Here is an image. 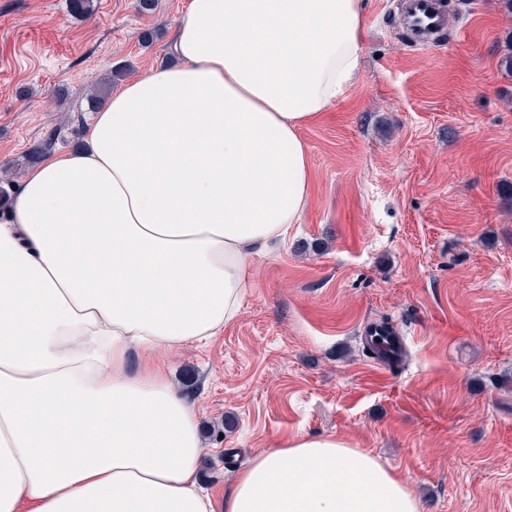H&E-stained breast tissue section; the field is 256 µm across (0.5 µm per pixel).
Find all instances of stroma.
I'll use <instances>...</instances> for the list:
<instances>
[{"label":"stroma","mask_w":512,"mask_h":512,"mask_svg":"<svg viewBox=\"0 0 512 512\" xmlns=\"http://www.w3.org/2000/svg\"><path fill=\"white\" fill-rule=\"evenodd\" d=\"M189 0H0V168L48 134L82 146L92 86L173 63ZM455 28L419 47L399 0H365L354 85L300 132V223L253 257L222 335L156 357L193 400L203 489L222 502L252 453L298 436L371 452L424 512H512V6L445 0ZM391 321L388 372L361 343Z\"/></svg>","instance_id":"1"}]
</instances>
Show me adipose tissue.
Segmentation results:
<instances>
[{"instance_id":"ef3b65f1","label":"adipose tissue","mask_w":512,"mask_h":512,"mask_svg":"<svg viewBox=\"0 0 512 512\" xmlns=\"http://www.w3.org/2000/svg\"><path fill=\"white\" fill-rule=\"evenodd\" d=\"M362 0H190L176 64L127 81L0 218V512H422L333 436L257 451L222 505L196 407L152 356L241 309L307 207L303 127L352 85Z\"/></svg>"}]
</instances>
